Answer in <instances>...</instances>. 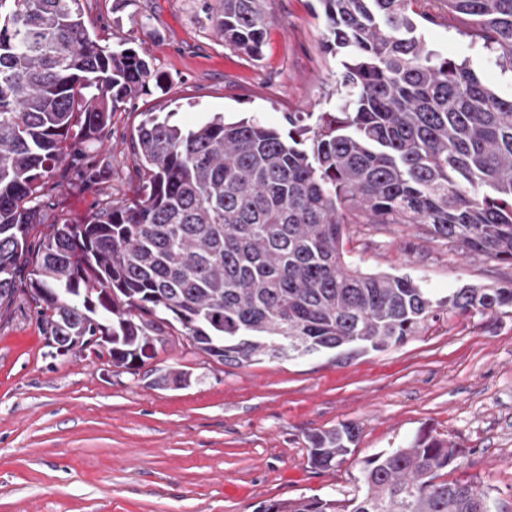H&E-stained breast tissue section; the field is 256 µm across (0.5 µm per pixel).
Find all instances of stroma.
<instances>
[{
	"label": "stroma",
	"mask_w": 512,
	"mask_h": 512,
	"mask_svg": "<svg viewBox=\"0 0 512 512\" xmlns=\"http://www.w3.org/2000/svg\"><path fill=\"white\" fill-rule=\"evenodd\" d=\"M259 56L225 46L211 19L220 0H81L90 30L147 55L156 75L115 113L103 144L71 149L60 187L40 203L37 233L78 224L104 200L131 196L129 143L144 113L193 124L205 113L286 129L290 112L336 105V58L317 0H263ZM420 30L427 44L512 94L463 16L439 0ZM350 261L407 274L434 297L466 284L512 286V266L466 255L413 224L353 225ZM187 371L188 384L156 385ZM354 424L357 441L334 469L309 462V434ZM465 448L458 477L478 478L512 512V309L443 310L404 345L342 362L328 354L225 365L168 336L133 373L83 354L52 357L39 317L19 296L0 317V512H256L301 495L347 499L361 463L424 427Z\"/></svg>",
	"instance_id": "1"
}]
</instances>
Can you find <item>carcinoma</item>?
<instances>
[{
    "label": "carcinoma",
    "mask_w": 512,
    "mask_h": 512,
    "mask_svg": "<svg viewBox=\"0 0 512 512\" xmlns=\"http://www.w3.org/2000/svg\"><path fill=\"white\" fill-rule=\"evenodd\" d=\"M80 0H0V316L22 293L56 355L97 337L127 371L161 324L227 365L354 358L418 335L446 308L512 309V287L435 300L408 275L345 259L349 224H419L434 240L512 265V98L467 60L427 46L419 0H319L338 59L335 111L290 112L288 131L215 112L183 126L144 113L142 184L31 241L42 192L77 141L96 143L154 78L145 54L92 37ZM262 0H222L224 44L261 52ZM512 78V0H441ZM25 279L26 288L17 287ZM355 426L308 437L312 467L349 453ZM463 457L427 431L364 461L350 499L301 495L257 512H498L491 488L448 479Z\"/></svg>",
    "instance_id": "carcinoma-1"
}]
</instances>
